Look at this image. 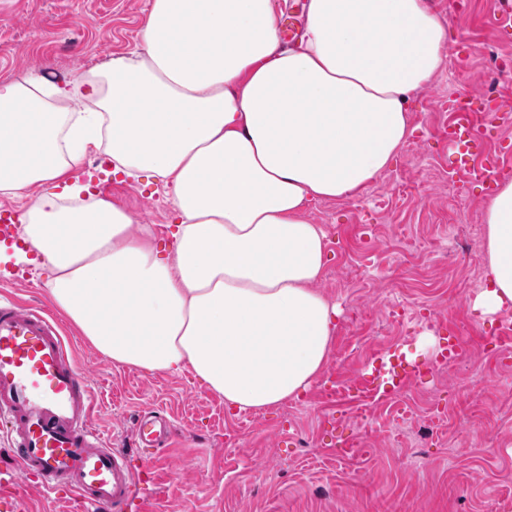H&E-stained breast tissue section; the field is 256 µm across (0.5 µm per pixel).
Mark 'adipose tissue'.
Here are the masks:
<instances>
[{
	"mask_svg": "<svg viewBox=\"0 0 512 512\" xmlns=\"http://www.w3.org/2000/svg\"><path fill=\"white\" fill-rule=\"evenodd\" d=\"M427 0H307L282 43L273 0H150L143 51L66 85L0 81V196L25 198L22 237L53 304L113 363L192 371L228 409L308 392L340 314L316 284L327 241L307 213L381 175L412 134L410 105L445 67ZM89 107L70 111L67 101ZM171 195L174 251L116 202L60 205L90 148ZM52 183L54 194L36 188ZM485 315L512 311V181L482 202Z\"/></svg>",
	"mask_w": 512,
	"mask_h": 512,
	"instance_id": "adipose-tissue-1",
	"label": "adipose tissue"
}]
</instances>
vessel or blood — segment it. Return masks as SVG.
<instances>
[{
	"instance_id": "obj_1",
	"label": "vessel or blood",
	"mask_w": 512,
	"mask_h": 512,
	"mask_svg": "<svg viewBox=\"0 0 512 512\" xmlns=\"http://www.w3.org/2000/svg\"><path fill=\"white\" fill-rule=\"evenodd\" d=\"M482 143L476 126L458 122L449 164L469 166L482 156ZM422 376L420 365L379 352L362 384L389 396ZM92 404L88 377L54 315L17 298H0V418L8 420L12 461L0 470V512H14V500L33 476L48 493L76 497L85 512H154L145 489L162 476L152 451L169 440V421L161 415L135 418V441L144 450L135 467L93 429Z\"/></svg>"
}]
</instances>
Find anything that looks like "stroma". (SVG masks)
<instances>
[{"mask_svg": "<svg viewBox=\"0 0 512 512\" xmlns=\"http://www.w3.org/2000/svg\"><path fill=\"white\" fill-rule=\"evenodd\" d=\"M429 2L452 32L446 52L463 47L460 66H447L414 99L415 130L388 170L354 198L314 203L310 218L327 240L319 288L341 309L325 374L354 381L377 351L433 363L423 381L379 399L371 412L383 425L406 406L421 418L435 408L438 432L424 440L410 425L398 443L383 429L365 433L345 401L322 400L321 380L279 407L235 414L193 372L115 365L63 320L91 382L93 422L115 447L138 455V413L158 409L170 418L174 435L159 455L169 476L157 487L169 512H512V335L502 332L512 313L485 318L471 308L485 279L473 238L485 194L477 178L461 195L449 191L444 137L455 119L449 97L479 93L486 48L512 56V32L499 26V0ZM149 7L150 0H0V81L33 71L61 84L110 54L142 51ZM80 166L109 179L106 198L152 225L160 249H171L172 203L159 180L113 175L100 150ZM445 326L464 342L460 363L435 364L422 346ZM334 416L356 459L331 455Z\"/></svg>", "mask_w": 512, "mask_h": 512, "instance_id": "stroma-1", "label": "stroma"}]
</instances>
